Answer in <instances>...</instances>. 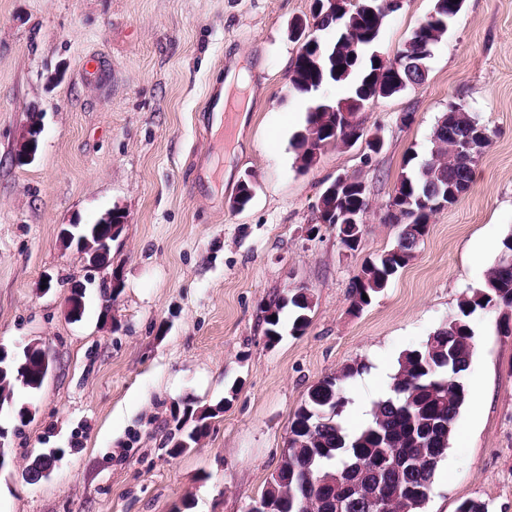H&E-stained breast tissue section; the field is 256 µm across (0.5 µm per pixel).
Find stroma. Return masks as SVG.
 Segmentation results:
<instances>
[{
	"mask_svg": "<svg viewBox=\"0 0 512 512\" xmlns=\"http://www.w3.org/2000/svg\"><path fill=\"white\" fill-rule=\"evenodd\" d=\"M434 0H402L376 52L396 58ZM313 0H0V343L39 341L54 359L41 389L17 388L33 416L9 428L0 512H248L288 444L308 391L344 366L365 408L383 374L422 348L495 263L512 233V0H465L432 49L423 81L378 99L352 147H327L300 171L290 140L307 103L289 89L296 20ZM243 71L247 113L215 126L230 72ZM490 138L469 189L435 213L411 262L361 313L350 284L399 233L385 214L409 157L428 159L449 104ZM413 115L412 123L401 120ZM34 160L14 154L30 122ZM383 148L371 153L369 135ZM363 181L369 213L359 250L343 255L332 227L307 238L325 185ZM253 198L233 199L243 181ZM119 210L112 243L119 279L106 302L102 272L64 247L65 224ZM85 286L80 320L69 286ZM308 289L304 334L268 344L261 309ZM464 405L426 512L479 499L512 512V335L502 311L479 310ZM236 394H229V387ZM223 404L200 445L165 443L174 410ZM55 450L49 476L31 457Z\"/></svg>",
	"mask_w": 512,
	"mask_h": 512,
	"instance_id": "stroma-1",
	"label": "stroma"
}]
</instances>
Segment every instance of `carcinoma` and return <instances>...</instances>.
<instances>
[{"label": "carcinoma", "instance_id": "carcinoma-1", "mask_svg": "<svg viewBox=\"0 0 512 512\" xmlns=\"http://www.w3.org/2000/svg\"><path fill=\"white\" fill-rule=\"evenodd\" d=\"M381 2L373 0L374 10L370 12L345 2L340 5V14L319 19L321 29H336V38L317 46L307 40L301 44L290 75L297 95L304 98L307 90L317 85L345 82L350 86L349 97L359 99L388 89L397 94L402 84L412 83L396 68V61L387 63L374 54L365 56L390 14L379 6ZM445 31L438 22L418 28L400 57L417 56L433 47ZM334 106L333 102L329 108L307 111L305 126L292 142L299 169L309 170L323 143L343 134ZM445 119L433 130L430 158L410 167L399 179L390 201L395 211L386 213L388 223L400 227L397 240L390 249L365 261L361 275L354 277L361 285L353 289V313L369 306L386 288L414 257L409 243L427 234L433 211L417 206L425 185L458 188L472 182L473 172L459 151V142L478 121L462 107L446 113ZM361 185L362 181L351 179L350 189L333 202L334 209L369 208L358 190ZM312 307L305 293L297 297L292 292L288 301L270 303L263 309L268 341L280 340L286 317L289 332L303 334ZM488 307L512 312V275H503L497 263L488 270L482 287L460 300L458 312L448 324L437 329L424 347L399 358L393 395L375 403L371 418L356 431H346L337 417L345 403L344 382L363 366H345L314 385L294 413L288 448L261 498L280 505L279 512H334V494L351 487L357 497L352 512H424L438 467L448 451L452 424L467 401V390L452 377L450 367L457 365L462 373L469 368L474 352L470 316ZM44 380V360L37 347L1 359L0 408L13 421L25 425L31 416L15 400L16 386L21 384L34 393Z\"/></svg>", "mask_w": 512, "mask_h": 512}]
</instances>
